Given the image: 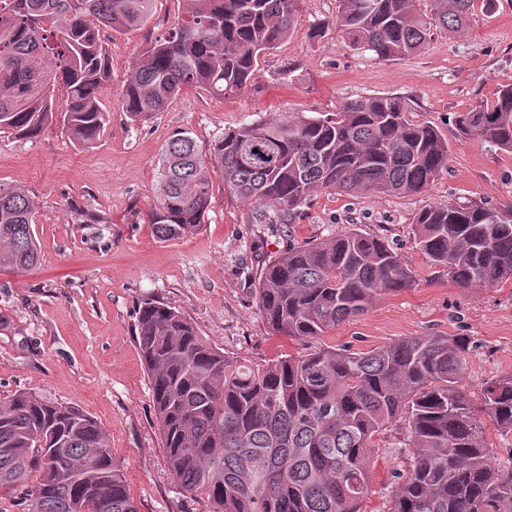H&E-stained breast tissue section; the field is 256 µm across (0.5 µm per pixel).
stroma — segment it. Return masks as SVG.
Here are the masks:
<instances>
[{
  "label": "stroma",
  "instance_id": "1",
  "mask_svg": "<svg viewBox=\"0 0 512 512\" xmlns=\"http://www.w3.org/2000/svg\"><path fill=\"white\" fill-rule=\"evenodd\" d=\"M338 0H299L298 28L263 54L242 93L215 97L184 88L165 111L134 121L121 96L132 67L183 14V0H154L146 23L104 30L111 79L101 94L109 120L83 147L53 120L34 138L0 133V186L24 190L37 212V265L0 272V399L18 390L83 410L101 426L140 512H210L181 493L165 462L135 310L160 302L181 312L225 357L264 365L323 348L367 351L408 336L470 338L462 388L512 375V282L460 288L419 250L414 218L432 205L512 202V152L456 137L455 113L512 82V0L486 11L475 0L462 32H434L420 52L390 60L352 50L334 19ZM395 94L409 118L448 139V168L424 191L364 196L314 192L290 224H259L253 202L213 180L202 227L163 240L148 222L161 152L176 133L208 147L225 130L269 118L319 117L344 102ZM359 229L388 242L416 287L379 296L324 335L294 339L268 327L256 288L288 245ZM394 423L375 438L363 512H388L399 474L412 464Z\"/></svg>",
  "mask_w": 512,
  "mask_h": 512
}]
</instances>
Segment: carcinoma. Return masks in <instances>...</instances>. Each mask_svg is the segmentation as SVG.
<instances>
[{"mask_svg":"<svg viewBox=\"0 0 512 512\" xmlns=\"http://www.w3.org/2000/svg\"><path fill=\"white\" fill-rule=\"evenodd\" d=\"M153 0H0V132L34 138L64 93V126L93 144L110 81L101 31L142 25ZM298 0H184L185 17L132 68L122 108L133 118L163 112L183 88L244 91L261 54L296 31ZM336 27L355 51L397 59L422 50L433 30L464 29L474 0H338ZM399 96L348 101L318 118L265 120L228 130L199 149L176 134L160 158L148 220L177 239L204 223L218 174L224 189L288 224L316 190L410 195L448 168L449 143L417 124ZM459 136L512 152V83L455 116ZM33 201L0 187V271L27 270L39 253ZM419 249L460 288L512 281V204L435 205L414 221ZM416 278L384 240L356 229L303 242L266 264L260 311L275 334L313 338L368 310ZM137 344L169 471L213 512H361L370 487L372 440L407 425L414 464L398 477L389 512H512V456L496 461L485 424L512 432V375L483 384L479 403L459 389L465 337L417 336L366 352L322 349L248 365L200 335L180 312L145 302ZM38 473L31 480L32 473ZM28 512H140L112 449L89 414L33 392L0 400V489Z\"/></svg>","mask_w":512,"mask_h":512,"instance_id":"cac0c4a2","label":"carcinoma"}]
</instances>
